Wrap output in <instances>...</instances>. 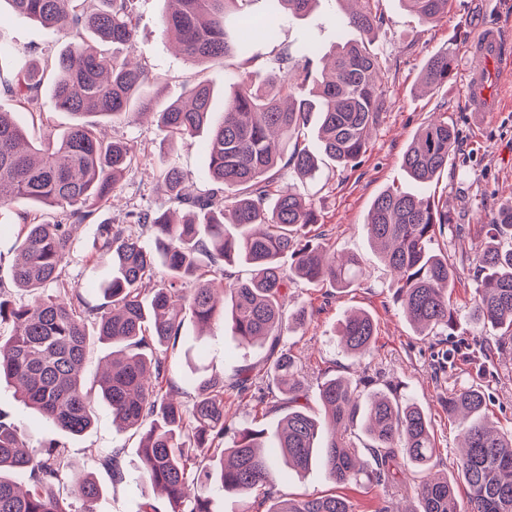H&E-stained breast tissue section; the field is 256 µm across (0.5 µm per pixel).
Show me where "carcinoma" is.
<instances>
[{
    "mask_svg": "<svg viewBox=\"0 0 512 512\" xmlns=\"http://www.w3.org/2000/svg\"><path fill=\"white\" fill-rule=\"evenodd\" d=\"M12 10L67 39L55 63V109L75 117L66 133L44 147L27 144L12 113L0 111V212L15 210L22 225L10 278L22 297L0 288V379L64 437H81L92 427L94 404L101 400L112 420L140 435L142 481L166 497L170 512H211L209 491L246 495L265 489L288 472L312 462L323 465L334 484L346 485L364 475L376 484L400 486L409 469L425 473L415 489L412 512H512V430L488 424L484 392L474 386L448 392L444 407L456 423L464 454L457 475L468 488L458 500L448 477L431 475L436 452L424 409L403 401L398 386L363 394L368 381L353 384L336 376L318 388L320 413L308 408L296 357L278 348L285 323L305 322L306 309L287 313L283 297L291 273L309 283H327L339 292L357 286L365 274L356 256L340 258L323 234L309 235L318 223L315 204L281 187V170L299 178L313 177L320 159L339 168L358 163L366 153L369 133L384 107L378 72L382 62L371 48L374 31L383 24L375 0L336 17L338 43L330 66L313 76L318 48L309 43L304 63L290 66L289 54L258 82L250 70L236 76L224 96V117L211 120V89L204 81L186 87L184 100L154 112L165 140L191 138L208 131L207 171L212 187L196 194L184 188V175L171 161L156 173L158 189L173 205L189 209L185 219L171 209L133 210L124 224L100 223L93 248L110 267L100 286L102 303L87 302L63 276L72 241L69 224L85 223L106 206L133 168L136 153L126 141L100 139L86 117L120 121L134 106L146 105L145 91L154 76L131 59L137 20L132 0H0ZM163 34L176 52L201 65H222L229 57L255 59V35L271 40L279 16L262 22L246 12L250 0H167ZM289 13L307 14L317 0H278ZM426 24L448 12V0H402ZM85 30L112 52L87 44ZM453 55L446 50L426 61L419 85L432 89L448 82ZM43 83L31 63L20 62L0 88L20 107L30 104ZM318 115L320 154L302 146L310 114ZM457 140L453 125L431 120L418 129L401 159L415 181L426 184L448 168ZM20 202L33 209L16 210ZM42 205L57 210L54 224L34 211ZM372 245L394 275L395 298L404 317L420 336L454 330L457 311L449 294L457 269L435 241L458 232L444 202L387 189L368 214ZM152 238L147 246L143 235ZM478 272L469 312L474 323L512 341V204L487 225L485 241L468 257ZM234 263L249 276L226 281L217 268ZM158 280L154 288L143 284ZM231 321L243 344L274 339L272 379L288 407L274 433L257 420L232 427L224 413V378L209 372L197 357L179 356L176 348L185 321L203 331L217 315ZM98 342L112 345L96 385L87 386L83 371L90 354L89 328ZM344 350L354 356L369 351L376 325L365 311L347 316L339 329ZM176 367L184 370L195 395L169 382ZM271 409L268 395L257 391L250 369L240 370L231 384ZM361 426L374 468H365L352 439ZM231 437L225 442V437ZM207 448L202 459L192 452ZM121 482L125 471L120 452L100 459ZM72 475L65 444L57 439L29 447L20 427L0 413V512H94L102 487L90 474L79 477L74 494L80 506L64 507L54 487ZM270 501L266 512H352L349 501L334 493L303 499Z\"/></svg>",
    "mask_w": 512,
    "mask_h": 512,
    "instance_id": "1",
    "label": "carcinoma"
}]
</instances>
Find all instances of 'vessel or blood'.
Instances as JSON below:
<instances>
[{
  "label": "vessel or blood",
  "instance_id": "vessel-or-blood-1",
  "mask_svg": "<svg viewBox=\"0 0 512 512\" xmlns=\"http://www.w3.org/2000/svg\"><path fill=\"white\" fill-rule=\"evenodd\" d=\"M468 52L472 59V65L465 74L468 110L478 116L499 111L502 103L489 95L484 70L493 63L501 71L512 72V34L493 24L485 26L471 41Z\"/></svg>",
  "mask_w": 512,
  "mask_h": 512
}]
</instances>
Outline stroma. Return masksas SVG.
Listing matches in <instances>:
<instances>
[{"label": "stroma", "mask_w": 512, "mask_h": 512, "mask_svg": "<svg viewBox=\"0 0 512 512\" xmlns=\"http://www.w3.org/2000/svg\"><path fill=\"white\" fill-rule=\"evenodd\" d=\"M165 0H132L138 22L135 57L159 76L147 95L154 109L179 99L186 83L206 79L213 88L214 121L224 113V92L230 89L240 61L226 59L223 66L203 68L187 58L175 55L161 32ZM375 8L384 19L382 29L372 42L384 67L385 104L380 121L372 133L369 147L349 170L321 167L314 178L299 179L284 172V181L313 200L320 214L316 232L326 234L339 254L362 258L366 274L356 288L345 293L326 284L301 280L288 287L286 310L306 308L311 321L284 330L282 344L296 357L310 392H317L321 379L336 375L351 381L371 379L374 388L397 384L407 399L419 403L432 421L437 444L433 470L440 475L456 476L460 441L442 404L449 390L480 384L486 393V412L498 429H512V355L485 358L481 347L483 330L471 323L468 312L476 287L477 273L468 261L470 252L485 237V226L495 218L499 206L512 201V80L492 79L490 91L500 94L506 104L503 111L474 117L468 112L463 78L469 63L467 44L480 28L489 23L512 32V0H449L448 13L427 25L405 11L399 0H376ZM342 12L340 0H319L307 16L283 15L275 41H258L254 52L255 71L265 73L281 52L300 58L306 44L316 45L321 53H330L336 44V18ZM0 37L25 58L40 66L53 62L65 45L60 36L32 20L10 10L0 11ZM450 50L454 60L446 84L423 93L419 77L427 58L441 50ZM52 83L44 81L39 92V111L16 106L0 91V110L14 113L27 131L28 141H36L51 132L69 126L73 118L56 112L51 102ZM448 120L458 131V144L448 168L425 185L411 180L401 166L402 154L425 121ZM107 134L134 146L138 165L124 177L120 190L109 206L95 213L86 223L71 229L72 250L64 272L89 303H97L99 286L110 268L94 255L96 227L101 222L124 223L129 211L138 207L168 208L152 177L168 158L175 159L190 190L203 191L211 186L206 168L205 135L164 141L154 119L130 114L122 123L108 127ZM398 187L426 197L447 201L455 223L462 230L438 240L458 268L459 275L451 291L459 325L450 336H420L404 319L394 297L392 276L385 263L371 250L366 226L374 197L381 191ZM368 311L376 324L377 335L371 352L357 358L343 351L337 331L353 310ZM207 350L206 363L214 372L233 381L241 366L252 368L255 379L266 377L268 346L245 345L234 336L229 322L216 321L198 335L186 325L179 351ZM0 412L23 426L30 446L39 447L55 438L57 430L47 421L34 417L19 400L13 385L0 383ZM138 435L120 429L112 422L108 407L97 405L92 429L67 441V449L76 473H92L103 494L95 503V512H140L143 502H152L157 512H167L165 499L140 479L137 455ZM112 449L122 450L126 479L113 481L99 458ZM419 474H410L405 485L382 487L364 481L342 487L354 512H377L390 506L392 512H404L414 502ZM333 488L320 465L302 473H289L277 482L276 496L297 498L328 493Z\"/></svg>", "instance_id": "1"}]
</instances>
